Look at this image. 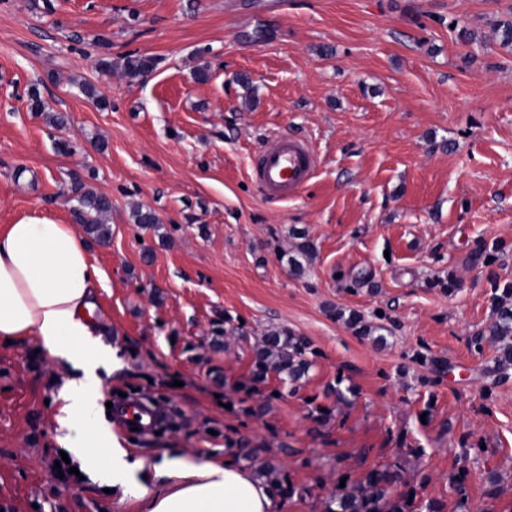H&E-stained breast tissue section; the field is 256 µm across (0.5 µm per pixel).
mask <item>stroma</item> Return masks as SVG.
Masks as SVG:
<instances>
[{
    "mask_svg": "<svg viewBox=\"0 0 512 512\" xmlns=\"http://www.w3.org/2000/svg\"><path fill=\"white\" fill-rule=\"evenodd\" d=\"M510 18L512 0H0V225L49 218L81 234L74 185L111 200L110 238L87 241L102 273L101 399L132 392L167 416L139 433L105 417L121 447L203 461L247 443L253 473L274 461L296 488L278 512H324L339 475L392 464L444 512L462 470L474 512H512V379L486 376L492 348L470 346L512 252L466 262L478 240L512 243V50L498 32ZM130 54L157 66L141 78L97 67ZM33 89L45 111H30ZM55 113L65 126L49 125ZM283 135L318 155L287 200L251 177ZM139 207L153 227L136 224ZM296 230L317 248L300 275L279 258ZM362 272L371 286L352 289ZM450 277L447 294L436 282ZM338 309L383 313L386 345L353 335ZM228 318L247 339L225 335ZM280 326L312 341L315 365L296 393L268 400L282 387L273 374L242 392L254 345ZM423 355L447 362L439 383ZM340 374L357 390L345 402L327 392ZM72 376L34 340L0 345L5 512H139L122 491L55 470ZM262 402L263 416L247 415Z\"/></svg>",
    "mask_w": 512,
    "mask_h": 512,
    "instance_id": "35a3bbf8",
    "label": "stroma"
}]
</instances>
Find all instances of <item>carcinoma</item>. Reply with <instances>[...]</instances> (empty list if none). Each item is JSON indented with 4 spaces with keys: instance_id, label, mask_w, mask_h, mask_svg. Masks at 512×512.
<instances>
[{
    "instance_id": "carcinoma-1",
    "label": "carcinoma",
    "mask_w": 512,
    "mask_h": 512,
    "mask_svg": "<svg viewBox=\"0 0 512 512\" xmlns=\"http://www.w3.org/2000/svg\"><path fill=\"white\" fill-rule=\"evenodd\" d=\"M156 67V59L142 55H128L123 58L120 68L128 76L149 72ZM77 202L75 212L80 223L98 240L110 235V227L104 217L111 209L110 200L92 191L75 189ZM299 242L295 245L296 254L289 256V263L297 272L304 270L302 261H310L316 252V246L304 233L296 234ZM512 249V245L495 240L491 243L479 241L467 255V263L472 267H490L499 255ZM490 307L492 317L471 338V344L477 351L483 350L485 342L495 346L488 374L498 380L512 376V280H495L492 284ZM336 316L357 336L374 337L380 344L386 343L382 331L386 327L373 324L356 310L348 313L337 310ZM318 351L311 341L288 327L267 330L260 342L254 347L252 380L256 384L266 381L268 374L274 373L288 385L291 392L297 391L300 381L308 375L315 365ZM466 473L460 472L452 483L458 494L456 512H470L469 498L464 487ZM399 474L390 466L371 468L362 480L354 485L336 488L326 503L325 512H442V504L429 501L418 502L416 490H399Z\"/></svg>"
}]
</instances>
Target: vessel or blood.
<instances>
[{
    "label": "vessel or blood",
    "mask_w": 512,
    "mask_h": 512,
    "mask_svg": "<svg viewBox=\"0 0 512 512\" xmlns=\"http://www.w3.org/2000/svg\"><path fill=\"white\" fill-rule=\"evenodd\" d=\"M316 168L317 155L307 140L282 136L259 156L253 174L265 196L288 199L305 187Z\"/></svg>",
    "instance_id": "obj_1"
}]
</instances>
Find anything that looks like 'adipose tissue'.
<instances>
[{"mask_svg": "<svg viewBox=\"0 0 512 512\" xmlns=\"http://www.w3.org/2000/svg\"><path fill=\"white\" fill-rule=\"evenodd\" d=\"M99 280L72 225L27 217L0 226V344L31 338L81 371L60 395L57 419L70 432L66 450L82 462L89 448H97L107 458L113 488L141 502L144 512H277L276 485L234 458L199 462L166 452L148 463L98 427L102 350L93 338L92 314ZM148 468L159 489L138 480Z\"/></svg>", "mask_w": 512, "mask_h": 512, "instance_id": "ef3b65f1", "label": "adipose tissue"}]
</instances>
